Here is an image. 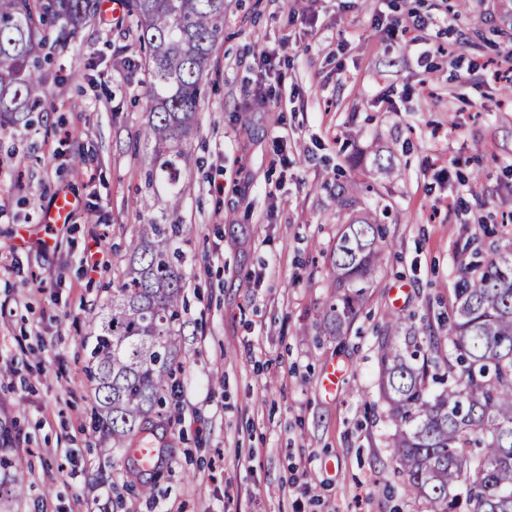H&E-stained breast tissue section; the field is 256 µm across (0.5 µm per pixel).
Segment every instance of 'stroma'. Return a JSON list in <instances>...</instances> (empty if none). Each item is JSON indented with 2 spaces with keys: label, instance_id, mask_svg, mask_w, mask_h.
<instances>
[{
  "label": "stroma",
  "instance_id": "35a3bbf8",
  "mask_svg": "<svg viewBox=\"0 0 512 512\" xmlns=\"http://www.w3.org/2000/svg\"><path fill=\"white\" fill-rule=\"evenodd\" d=\"M414 13L432 24L413 41ZM129 27L88 19L51 52L41 111L0 129V396L30 463L20 512H422L386 443L377 343L392 316L447 335L461 265L512 249V0H224L175 214L146 181L149 76ZM264 50L282 73L269 89ZM60 191L74 217L43 224ZM340 192L387 210L390 250L336 338ZM151 221L179 224L186 300L157 477L94 432L85 350Z\"/></svg>",
  "mask_w": 512,
  "mask_h": 512
}]
</instances>
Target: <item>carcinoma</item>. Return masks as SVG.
<instances>
[{"label": "carcinoma", "mask_w": 512, "mask_h": 512, "mask_svg": "<svg viewBox=\"0 0 512 512\" xmlns=\"http://www.w3.org/2000/svg\"><path fill=\"white\" fill-rule=\"evenodd\" d=\"M96 0H0V126L40 106L48 30L64 49L94 15ZM136 41L148 53L150 175L177 211L191 184L182 141L193 131L201 85L224 32V0H128ZM173 224H144L128 244L123 280L92 318L88 374L92 421L116 450L149 442L167 416L165 392L180 354L176 325L183 273L173 263ZM389 248L366 215L345 225L331 253L330 335L347 332ZM378 388L395 426L390 443L408 493L424 512H512V253L461 271L448 335L414 332L377 344ZM14 418L0 415V512H16L27 464L8 447Z\"/></svg>", "instance_id": "1"}]
</instances>
